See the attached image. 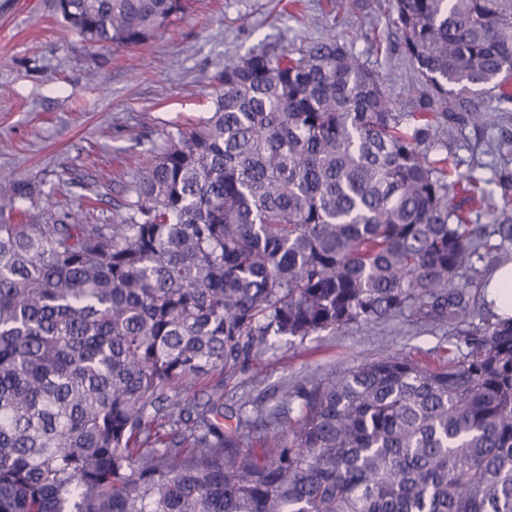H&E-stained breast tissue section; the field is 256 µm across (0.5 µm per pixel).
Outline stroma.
<instances>
[{
    "mask_svg": "<svg viewBox=\"0 0 512 512\" xmlns=\"http://www.w3.org/2000/svg\"><path fill=\"white\" fill-rule=\"evenodd\" d=\"M379 0L341 10L336 34L383 75L398 111L418 103L419 81L398 51L375 50L374 36L397 41L392 13ZM326 0H190L188 12L146 43L114 50L63 37L50 0H0V171L35 181L40 208L75 224H109L121 214L125 188L148 159L149 145L209 110L218 92V60L273 45L295 49L326 35ZM104 75L92 82L91 73ZM496 116L477 128L457 112L437 137L462 172L490 180L512 169V111L496 91L470 96ZM453 326L428 330L401 321L370 331L329 332L279 343L224 389L225 412L260 399L276 402L282 386L341 372L382 354L445 361Z\"/></svg>",
    "mask_w": 512,
    "mask_h": 512,
    "instance_id": "35a3bbf8",
    "label": "stroma"
}]
</instances>
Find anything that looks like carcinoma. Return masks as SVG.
Wrapping results in <instances>:
<instances>
[{
  "mask_svg": "<svg viewBox=\"0 0 512 512\" xmlns=\"http://www.w3.org/2000/svg\"><path fill=\"white\" fill-rule=\"evenodd\" d=\"M53 3L64 36L114 49L188 6ZM387 3L415 112L328 34L217 63L210 112L150 149L117 222L47 215L0 173V512H512V319L482 266L512 255V172L434 151L456 100H512V0ZM398 318L454 325L456 356L224 414L276 342Z\"/></svg>",
  "mask_w": 512,
  "mask_h": 512,
  "instance_id": "1",
  "label": "carcinoma"
}]
</instances>
